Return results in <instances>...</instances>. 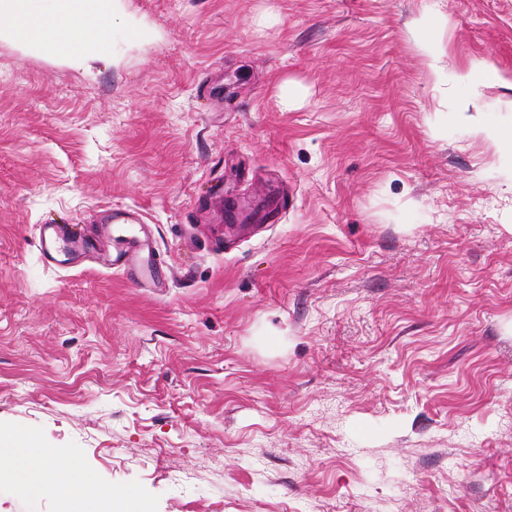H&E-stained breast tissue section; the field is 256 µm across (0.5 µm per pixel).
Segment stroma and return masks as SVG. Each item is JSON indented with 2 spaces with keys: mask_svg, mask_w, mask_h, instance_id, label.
Instances as JSON below:
<instances>
[{
  "mask_svg": "<svg viewBox=\"0 0 512 512\" xmlns=\"http://www.w3.org/2000/svg\"><path fill=\"white\" fill-rule=\"evenodd\" d=\"M124 6L0 42V431L116 512H512V0ZM118 208L142 270L43 263ZM32 1H0V41L36 46L86 65L107 53L116 18L138 27L124 0H52L50 12L38 11Z\"/></svg>",
  "mask_w": 512,
  "mask_h": 512,
  "instance_id": "35a3bbf8",
  "label": "stroma"
}]
</instances>
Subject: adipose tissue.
Listing matches in <instances>:
<instances>
[{
  "label": "adipose tissue",
  "mask_w": 512,
  "mask_h": 512,
  "mask_svg": "<svg viewBox=\"0 0 512 512\" xmlns=\"http://www.w3.org/2000/svg\"><path fill=\"white\" fill-rule=\"evenodd\" d=\"M52 11L35 9L32 0H0V41L23 43L90 63L108 50V34L115 19L136 26L124 0H54ZM0 466L8 467L30 492L52 486L66 500L110 512L115 494L93 478L73 469L62 449L43 448L33 437L12 433L0 448Z\"/></svg>",
  "instance_id": "obj_1"
}]
</instances>
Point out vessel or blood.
Instances as JSON below:
<instances>
[{
  "label": "vessel or blood",
  "instance_id": "b4317fda",
  "mask_svg": "<svg viewBox=\"0 0 512 512\" xmlns=\"http://www.w3.org/2000/svg\"><path fill=\"white\" fill-rule=\"evenodd\" d=\"M41 258L45 265L59 267L81 257L107 261L109 267L133 270L143 243L131 238L113 247L111 253L99 251L94 239L76 234L66 224H44L40 227Z\"/></svg>",
  "mask_w": 512,
  "mask_h": 512
}]
</instances>
